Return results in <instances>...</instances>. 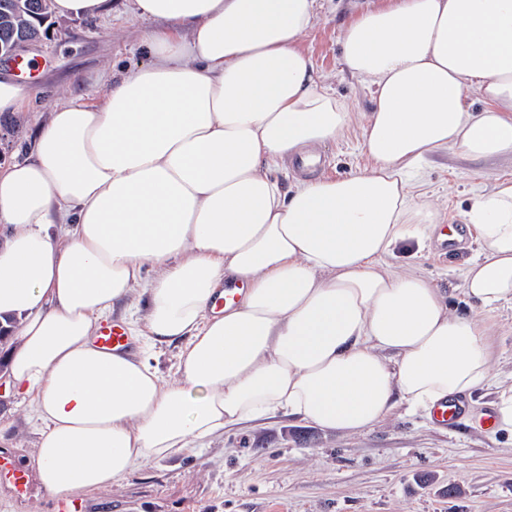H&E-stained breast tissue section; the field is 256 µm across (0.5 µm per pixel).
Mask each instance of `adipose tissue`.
I'll return each instance as SVG.
<instances>
[{
  "label": "adipose tissue",
  "instance_id": "adipose-tissue-1",
  "mask_svg": "<svg viewBox=\"0 0 512 512\" xmlns=\"http://www.w3.org/2000/svg\"><path fill=\"white\" fill-rule=\"evenodd\" d=\"M130 4L155 23L146 63L97 106H55L0 169V319L21 324L5 383L40 423L43 489L90 493L281 413L357 433L398 405L430 412L490 387L512 434L487 329L384 262L439 228L413 194L427 156L512 158V0H381L353 18L342 55L375 87L361 123L372 164L288 190L273 169L354 119L303 45L319 0ZM463 221L479 245L465 295L512 306V179L474 195ZM228 285L244 292L215 310ZM135 291L142 347L94 346ZM175 341L165 384L149 350Z\"/></svg>",
  "mask_w": 512,
  "mask_h": 512
}]
</instances>
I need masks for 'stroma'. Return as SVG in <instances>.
I'll list each match as a JSON object with an SVG mask.
<instances>
[{"mask_svg": "<svg viewBox=\"0 0 512 512\" xmlns=\"http://www.w3.org/2000/svg\"><path fill=\"white\" fill-rule=\"evenodd\" d=\"M378 0H322L304 46L337 97L353 111H369L375 88L352 77L340 49L343 26ZM153 23L134 16L128 0H112L109 15L57 17L48 39L34 49V90L11 120L0 122V163L21 159L51 108L101 102L112 66L145 63L142 33ZM323 174L343 176L369 166L359 124L321 152ZM512 178V158L475 160L445 152L427 158L416 191L456 224L474 192ZM478 254L471 238H432L422 249L397 250L387 261L411 268L446 292L453 309L475 316L491 331L492 372L512 383V309L486 312L462 292V272ZM489 396L462 399L463 415L450 427L422 413L396 409L381 424L355 434L326 431L278 415L225 430L208 446L149 463L111 487L80 498V512H512V437L482 426ZM37 427L29 401L0 396V454L30 463ZM0 512H53L52 496L28 479L24 493L0 482Z\"/></svg>", "mask_w": 512, "mask_h": 512, "instance_id": "35a3bbf8", "label": "stroma"}]
</instances>
